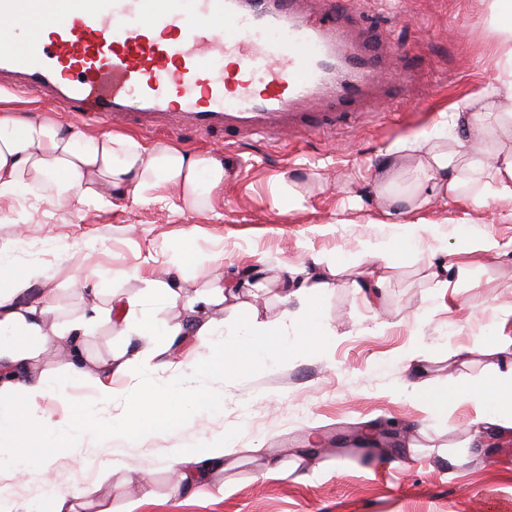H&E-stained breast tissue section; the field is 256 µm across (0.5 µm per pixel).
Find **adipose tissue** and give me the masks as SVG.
Returning a JSON list of instances; mask_svg holds the SVG:
<instances>
[{"label":"adipose tissue","mask_w":512,"mask_h":512,"mask_svg":"<svg viewBox=\"0 0 512 512\" xmlns=\"http://www.w3.org/2000/svg\"><path fill=\"white\" fill-rule=\"evenodd\" d=\"M497 33L506 50L499 85L454 103L450 114L454 148H447L436 138L414 136L395 141L384 154L379 165L383 171L394 167L403 156H417V190L412 197L416 205H424L432 195L451 201H481L489 196L512 200V147L492 149L484 140L491 125L512 124V113L497 102L500 90L512 89V26L498 25ZM223 191L224 165L213 156L191 155L173 144L147 145L124 134H105L84 144L51 120L0 114L1 201L29 195L105 208L111 206L113 197L130 196L145 204L210 211ZM282 269L283 301H299L301 319L313 332L309 348L325 351L327 332L320 326L314 305L325 287L321 258H313L311 266L303 270L288 263ZM43 277L44 270L37 265L21 272L0 265V431L17 436L32 435L28 417L37 409L39 400L49 397L52 391L50 379H23L19 373L49 346L65 348L68 372L92 383L95 404H111L114 396L111 379L102 376L100 370L89 368L82 357L83 338L90 333L88 327L77 325L72 334L43 327L42 317L51 310L53 291H46L39 305L25 309L16 306L17 297ZM145 285L152 303L174 304L182 299L189 308L201 312L213 303L236 296L240 288L236 282L223 284L214 280L204 292L184 299L175 282L149 277ZM139 304L137 298L115 294L108 305L90 303L89 316L94 319L110 314L113 322L130 336L172 335V328L158 325L139 312ZM290 327L285 319L274 325L255 319L245 327L225 331L224 361L194 364L190 370L196 376L216 370L235 374V353L245 351L254 361H261L271 349L270 335H288ZM413 395L420 403L437 408L451 400L464 403L480 399L482 421L512 429V363L497 370L492 381L479 389L448 375L432 384L416 383ZM189 397L180 380L133 397L122 415L125 436L139 438L166 428L176 420ZM176 456V477L191 486L205 479L212 468L222 466L225 452L220 448H199L177 451Z\"/></svg>","instance_id":"adipose-tissue-1"}]
</instances>
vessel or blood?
I'll return each mask as SVG.
<instances>
[{
    "label": "vessel or blood",
    "instance_id": "b4317fda",
    "mask_svg": "<svg viewBox=\"0 0 512 512\" xmlns=\"http://www.w3.org/2000/svg\"><path fill=\"white\" fill-rule=\"evenodd\" d=\"M48 32L0 49V89L171 133L313 136L363 118L379 79L359 0H52Z\"/></svg>",
    "mask_w": 512,
    "mask_h": 512
}]
</instances>
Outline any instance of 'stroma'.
Segmentation results:
<instances>
[{"label":"stroma","instance_id":"stroma-1","mask_svg":"<svg viewBox=\"0 0 512 512\" xmlns=\"http://www.w3.org/2000/svg\"><path fill=\"white\" fill-rule=\"evenodd\" d=\"M384 23L371 27L381 40L388 73L375 117L345 131L328 130L280 144L223 133L176 136L157 129L144 142L165 141L224 162V198L215 212L174 211L113 199L110 207L42 204L31 197L0 203V260L21 270L40 264L47 280L34 284L19 306L53 288L51 322L81 317L88 297L75 291L77 265L98 267L100 301L118 290L142 295L144 277L163 274L190 296L208 280L233 279L238 268L260 263L265 288L243 287L238 298L216 303L218 327H242L251 317L276 322L282 263L302 266L310 256L335 260L323 269L330 286L320 299L321 321L333 331L327 355L271 349L263 366L238 356L232 376L189 379L214 395L204 407L188 405L184 419L162 433L127 443L113 436V419L147 376L115 378L111 406L92 407L93 388L75 380L65 359L49 348L32 374L54 380V393L32 413L60 419L91 406L83 434L55 451L39 435L25 453L34 475L19 479L0 469V492L18 512H53L52 491L81 490L77 512H500L512 503V430L488 445L491 426L478 422L479 401L449 403L433 414L410 396L409 385L448 374L474 385L489 382L504 352H512V203L486 199L402 207L387 223L376 195L377 167L396 140L444 132L451 105L496 83L504 61L489 0H365ZM47 115L85 139L104 134L94 123L76 124L37 95L0 94V113ZM295 181L304 200L282 210L280 188ZM492 238L489 251L475 242ZM392 243L377 287L358 290V260L369 241ZM193 249L199 266L177 268L172 259ZM446 264L447 287H434L432 262ZM155 349L169 367L188 358L205 363L224 352L211 344L164 347L162 341L124 335L101 321L85 337L89 365L113 354ZM419 352L412 371L401 357ZM397 436V449L366 445L379 432ZM229 448L222 469L191 488L174 478L179 448Z\"/></svg>","mask_w":512,"mask_h":512}]
</instances>
